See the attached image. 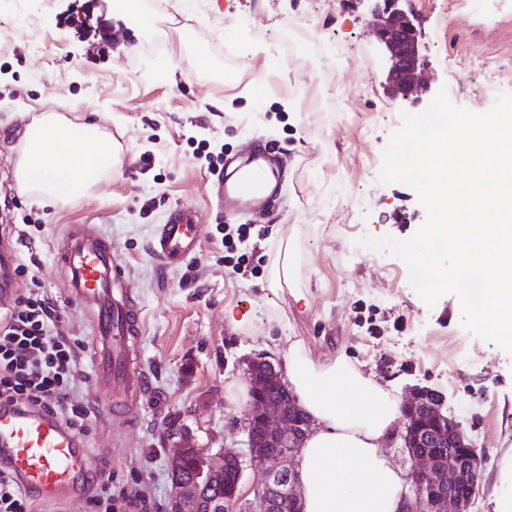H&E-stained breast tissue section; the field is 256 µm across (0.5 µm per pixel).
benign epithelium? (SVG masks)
Returning a JSON list of instances; mask_svg holds the SVG:
<instances>
[{
	"instance_id": "7a95c632",
	"label": "benign epithelium",
	"mask_w": 512,
	"mask_h": 512,
	"mask_svg": "<svg viewBox=\"0 0 512 512\" xmlns=\"http://www.w3.org/2000/svg\"><path fill=\"white\" fill-rule=\"evenodd\" d=\"M402 0H382L376 12L380 23L374 37L388 65L389 85L403 89L407 99L426 89L420 81V46L417 28ZM248 413L243 431L247 453L226 449L220 462L206 456L187 433L180 436L171 457V472L191 463L195 478L174 485L168 512H195L200 481L224 484V495L209 501L207 512H230L238 500L239 486L248 468L259 467L263 481L254 489L253 512H299V477L294 458L309 427L310 419L301 413L296 401L275 404L265 391L271 384L284 383L282 367L265 359L250 363ZM433 395L420 390L412 393L403 409L409 423L405 448L411 461L413 504L424 505V512H468L478 486L477 473L484 456L462 432L459 422L442 414L440 404H431Z\"/></svg>"
}]
</instances>
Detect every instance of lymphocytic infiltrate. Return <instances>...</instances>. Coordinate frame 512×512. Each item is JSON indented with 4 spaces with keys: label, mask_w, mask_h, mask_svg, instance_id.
Masks as SVG:
<instances>
[{
    "label": "lymphocytic infiltrate",
    "mask_w": 512,
    "mask_h": 512,
    "mask_svg": "<svg viewBox=\"0 0 512 512\" xmlns=\"http://www.w3.org/2000/svg\"><path fill=\"white\" fill-rule=\"evenodd\" d=\"M60 320L49 301L29 291L0 317V405L57 414L78 432L86 412L69 406L68 394L80 354L59 331Z\"/></svg>",
    "instance_id": "1"
}]
</instances>
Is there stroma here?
I'll return each instance as SVG.
<instances>
[{
    "label": "stroma",
    "instance_id": "obj_1",
    "mask_svg": "<svg viewBox=\"0 0 512 512\" xmlns=\"http://www.w3.org/2000/svg\"><path fill=\"white\" fill-rule=\"evenodd\" d=\"M69 4L0 10V251L23 268L0 316L39 281L62 333L82 346L70 401L87 411L81 436L95 471L111 476L113 492L168 512L173 432L187 428L213 453L243 448L247 401L230 400L228 384L267 357L279 316L313 361L345 357L398 397L416 387L438 396L487 456L469 512H500L512 495V355L463 328L456 296L427 306L403 260L358 241L404 239L425 220L413 190L378 181L400 111L424 110L443 87L475 112L492 103L475 102L474 89L512 93V0H457L452 12L443 0H406L429 83L409 101L385 89L370 0H140L134 13L97 0L107 40L69 24ZM26 13L39 18V38L23 34ZM456 54L466 69L450 66ZM48 111L99 123L118 147L110 176L69 205L38 201L15 180L24 128ZM255 148L273 160L279 200L251 212L240 238L210 161ZM179 205L195 209L201 247L166 266L151 245ZM72 224L111 241L142 308L136 353L151 389L124 425L89 351V314L55 266ZM282 240L295 245L306 303L270 287V251ZM230 308L249 311L251 330L229 323Z\"/></svg>",
    "mask_w": 512,
    "mask_h": 512
}]
</instances>
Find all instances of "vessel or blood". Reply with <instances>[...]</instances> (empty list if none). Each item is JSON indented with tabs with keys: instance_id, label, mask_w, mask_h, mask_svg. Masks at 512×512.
<instances>
[{
	"instance_id": "1",
	"label": "vessel or blood",
	"mask_w": 512,
	"mask_h": 512,
	"mask_svg": "<svg viewBox=\"0 0 512 512\" xmlns=\"http://www.w3.org/2000/svg\"><path fill=\"white\" fill-rule=\"evenodd\" d=\"M269 177L258 165L239 167L223 187L224 212L243 217L244 201H268ZM192 211L174 208L160 225L152 244L166 264L196 253L198 238ZM57 268L75 299L93 318L91 351L96 371L116 401L134 405L149 395V375L133 351L143 330L138 305L126 295L125 271L107 238L70 227L58 254ZM88 453L84 441L60 424L56 416L0 408V467L9 470L23 489L44 498L71 502L89 490Z\"/></svg>"
}]
</instances>
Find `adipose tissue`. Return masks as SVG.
Segmentation results:
<instances>
[{
  "label": "adipose tissue",
  "instance_id": "1",
  "mask_svg": "<svg viewBox=\"0 0 512 512\" xmlns=\"http://www.w3.org/2000/svg\"><path fill=\"white\" fill-rule=\"evenodd\" d=\"M115 147L95 122L56 112L27 124L16 170L20 186L42 201L72 203L111 171ZM274 335L267 347H279ZM283 362L311 431L298 454L305 512H399L405 474L386 457L385 441L401 417L393 388L345 359L313 362L302 340L289 339Z\"/></svg>",
  "mask_w": 512,
  "mask_h": 512
}]
</instances>
